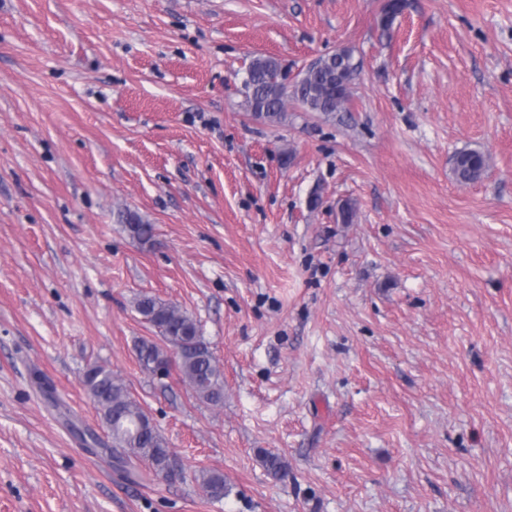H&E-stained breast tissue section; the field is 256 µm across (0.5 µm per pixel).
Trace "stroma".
Returning <instances> with one entry per match:
<instances>
[{"instance_id": "35a3bbf8", "label": "stroma", "mask_w": 512, "mask_h": 512, "mask_svg": "<svg viewBox=\"0 0 512 512\" xmlns=\"http://www.w3.org/2000/svg\"><path fill=\"white\" fill-rule=\"evenodd\" d=\"M404 2L0 0V512H512V0ZM340 48L342 119H253V58ZM143 294L197 320L222 405L142 370ZM94 364L177 476L113 467ZM486 168L484 155L476 151H461L453 162L456 179L462 184H469L481 178ZM117 221L123 224L128 235L141 244L151 243L154 237L153 224H147L142 218L130 209H120L116 213ZM195 479L203 493L211 500L220 501L228 492L224 475L221 472L203 469Z\"/></svg>"}]
</instances>
